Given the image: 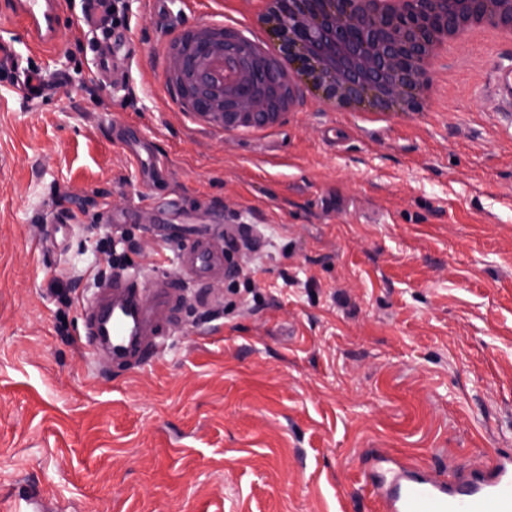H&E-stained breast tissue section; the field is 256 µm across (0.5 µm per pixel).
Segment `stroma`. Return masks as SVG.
<instances>
[{
    "instance_id": "1",
    "label": "stroma",
    "mask_w": 512,
    "mask_h": 512,
    "mask_svg": "<svg viewBox=\"0 0 512 512\" xmlns=\"http://www.w3.org/2000/svg\"><path fill=\"white\" fill-rule=\"evenodd\" d=\"M70 0L66 85L24 100L0 62V500L41 512H382L380 452L423 468L512 451V117L484 35L430 67V112L333 111L300 91L271 126L183 110L170 46L261 0H148L116 16L125 90L89 80ZM148 138L154 186L113 142ZM134 209L130 224L103 208ZM259 225L232 274L191 281L161 224ZM183 300L163 358L87 354L82 295L106 251ZM494 112L512 114V66H500L483 92Z\"/></svg>"
}]
</instances>
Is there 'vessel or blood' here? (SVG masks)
Segmentation results:
<instances>
[{
  "label": "vessel or blood",
  "mask_w": 512,
  "mask_h": 512,
  "mask_svg": "<svg viewBox=\"0 0 512 512\" xmlns=\"http://www.w3.org/2000/svg\"><path fill=\"white\" fill-rule=\"evenodd\" d=\"M67 0H12L8 14L0 16V57L15 50L28 56L57 59L59 43L56 23ZM109 0H90L75 24L84 32L101 33L94 47L91 75L110 92L125 86V74L116 72V57L134 60L132 34L112 27ZM23 96L43 95L47 87L42 68H22L15 82ZM484 95L493 111L512 113V66L499 67ZM141 163L143 180L161 170L160 158L150 155L137 141L123 142ZM169 233L190 238L181 254L182 262L194 281H205L226 270L224 256L208 246L212 233L206 226L187 232L185 225L172 224ZM177 295L165 283L153 282L144 288L139 276L120 274L103 284L83 304L85 346L97 353L109 346L112 358L129 369L144 366L146 359H160L165 353L161 337L171 322ZM370 485L383 512H512V454L483 451L472 460L465 480L455 472L421 469L389 456H379L369 474Z\"/></svg>",
  "instance_id": "b4317fda"
}]
</instances>
